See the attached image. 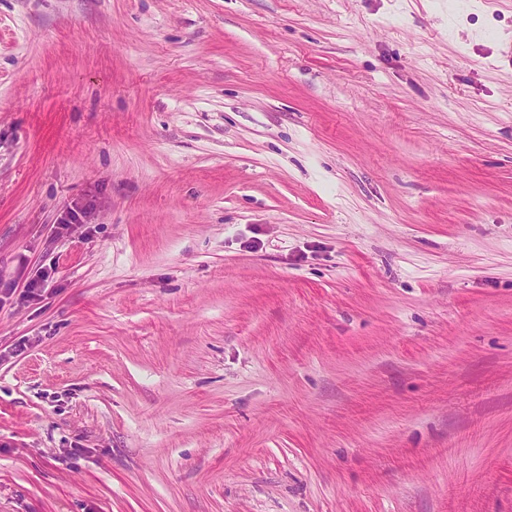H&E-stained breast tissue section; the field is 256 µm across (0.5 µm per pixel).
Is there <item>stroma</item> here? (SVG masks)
<instances>
[{
    "instance_id": "35a3bbf8",
    "label": "stroma",
    "mask_w": 512,
    "mask_h": 512,
    "mask_svg": "<svg viewBox=\"0 0 512 512\" xmlns=\"http://www.w3.org/2000/svg\"><path fill=\"white\" fill-rule=\"evenodd\" d=\"M512 0H0V512H512Z\"/></svg>"
}]
</instances>
